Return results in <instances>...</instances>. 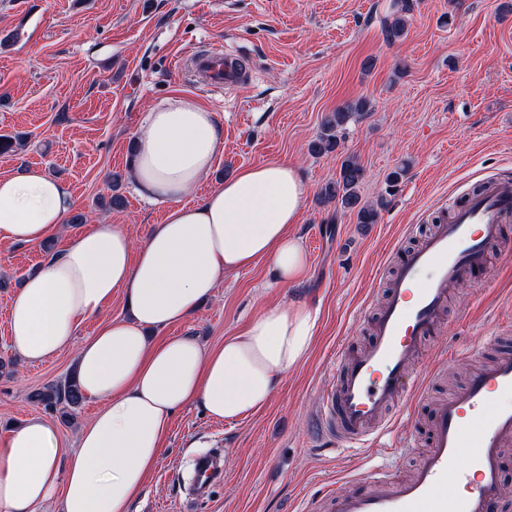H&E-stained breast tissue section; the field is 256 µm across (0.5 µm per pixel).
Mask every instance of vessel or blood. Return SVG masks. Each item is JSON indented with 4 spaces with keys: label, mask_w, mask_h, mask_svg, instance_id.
I'll return each mask as SVG.
<instances>
[{
    "label": "vessel or blood",
    "mask_w": 512,
    "mask_h": 512,
    "mask_svg": "<svg viewBox=\"0 0 512 512\" xmlns=\"http://www.w3.org/2000/svg\"><path fill=\"white\" fill-rule=\"evenodd\" d=\"M202 85L227 90L247 85L235 55L213 47L195 58ZM512 222V182L491 179L451 208L448 222L399 255V273L373 321L364 351L338 354L336 384L320 401L325 435L346 448L371 446L392 420L410 412L422 383V344L440 324L448 288L479 279L491 246L503 243ZM512 354L477 369L468 383L438 405L431 446L413 475L392 480L384 469L362 474L347 491H325L305 512H496L505 497L501 458L512 445ZM226 456L196 460V501L224 480Z\"/></svg>",
    "instance_id": "b4317fda"
}]
</instances>
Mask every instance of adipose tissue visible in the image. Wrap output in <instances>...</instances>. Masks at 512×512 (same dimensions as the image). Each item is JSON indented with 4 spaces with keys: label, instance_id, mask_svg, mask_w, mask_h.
<instances>
[{
    "label": "adipose tissue",
    "instance_id": "adipose-tissue-1",
    "mask_svg": "<svg viewBox=\"0 0 512 512\" xmlns=\"http://www.w3.org/2000/svg\"><path fill=\"white\" fill-rule=\"evenodd\" d=\"M223 146L222 123L194 98L153 108L130 169L140 196L169 203L163 222L137 242L120 225H96L24 277L9 313L15 351L40 362L75 348L80 388L100 406L72 448L39 415L0 433V512H40L53 500L60 512H129L178 410L243 418L307 356L316 313L303 301L266 306L218 347L151 337L197 314L225 275L263 261L289 287L307 272L294 227L308 187L288 162L240 168L185 204ZM73 206L67 185L41 168L0 177V242L45 241ZM117 295L125 315L77 341L81 321Z\"/></svg>",
    "mask_w": 512,
    "mask_h": 512
}]
</instances>
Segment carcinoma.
<instances>
[{"mask_svg":"<svg viewBox=\"0 0 512 512\" xmlns=\"http://www.w3.org/2000/svg\"><path fill=\"white\" fill-rule=\"evenodd\" d=\"M396 10L385 27L388 41L402 38L407 32L406 13L413 7L412 0H398L394 4ZM369 112V103L358 100L327 115L316 139L311 143V151L316 154H329L337 150L340 143L339 133L351 120H358ZM364 179V169L358 160L349 155L345 157L336 173V180L325 185L321 196L326 203H336L344 209L356 212V223L368 225L378 221L380 211L385 206L384 199L375 202H363L358 190ZM35 402L46 409L61 412L63 417H73V411L81 405L84 397L75 378L70 377L62 385H47L33 393Z\"/></svg>","mask_w":512,"mask_h":512,"instance_id":"1","label":"carcinoma"}]
</instances>
